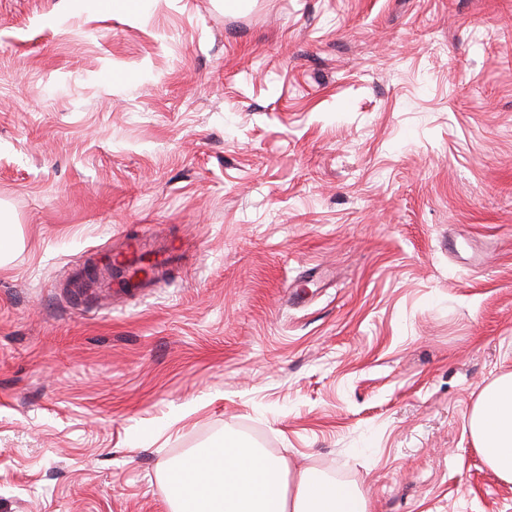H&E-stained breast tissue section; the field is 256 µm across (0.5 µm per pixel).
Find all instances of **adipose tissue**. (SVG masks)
<instances>
[{"label":"adipose tissue","mask_w":512,"mask_h":512,"mask_svg":"<svg viewBox=\"0 0 512 512\" xmlns=\"http://www.w3.org/2000/svg\"><path fill=\"white\" fill-rule=\"evenodd\" d=\"M469 428L489 468L512 482V373L486 385ZM164 492L171 512H369L359 489L290 471L284 459L231 435L176 466Z\"/></svg>","instance_id":"adipose-tissue-1"}]
</instances>
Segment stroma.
Returning a JSON list of instances; mask_svg holds the SVG:
<instances>
[{
  "mask_svg": "<svg viewBox=\"0 0 512 512\" xmlns=\"http://www.w3.org/2000/svg\"><path fill=\"white\" fill-rule=\"evenodd\" d=\"M0 512H169L227 435L369 512H512V0H0ZM159 232L146 296L85 263ZM470 434L489 468L512 482V373L490 381L469 419Z\"/></svg>",
  "mask_w": 512,
  "mask_h": 512,
  "instance_id": "1",
  "label": "stroma"
}]
</instances>
